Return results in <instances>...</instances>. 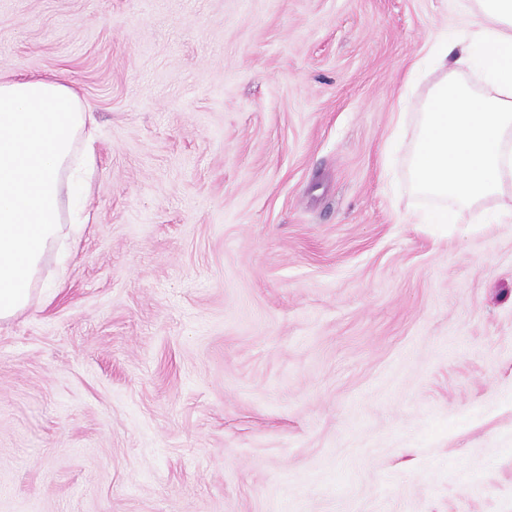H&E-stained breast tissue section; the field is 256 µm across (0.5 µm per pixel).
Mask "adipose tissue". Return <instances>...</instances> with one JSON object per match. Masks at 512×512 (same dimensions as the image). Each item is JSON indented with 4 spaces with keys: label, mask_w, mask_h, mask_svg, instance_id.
<instances>
[{
    "label": "adipose tissue",
    "mask_w": 512,
    "mask_h": 512,
    "mask_svg": "<svg viewBox=\"0 0 512 512\" xmlns=\"http://www.w3.org/2000/svg\"><path fill=\"white\" fill-rule=\"evenodd\" d=\"M97 121L71 86L48 78L0 79V321L24 311L30 284L58 233L62 190L88 195L94 155L74 158ZM74 168V179L62 174Z\"/></svg>",
    "instance_id": "1"
}]
</instances>
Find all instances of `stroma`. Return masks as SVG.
Instances as JSON below:
<instances>
[{
	"label": "stroma",
	"mask_w": 512,
	"mask_h": 512,
	"mask_svg": "<svg viewBox=\"0 0 512 512\" xmlns=\"http://www.w3.org/2000/svg\"><path fill=\"white\" fill-rule=\"evenodd\" d=\"M460 0H0L89 221L0 323V512H512V183L407 175ZM407 94V120L394 130ZM94 167V155L92 151H86L78 160L73 181L68 183L69 192L79 197L87 196L90 184L85 180L84 173Z\"/></svg>",
	"instance_id": "1"
}]
</instances>
